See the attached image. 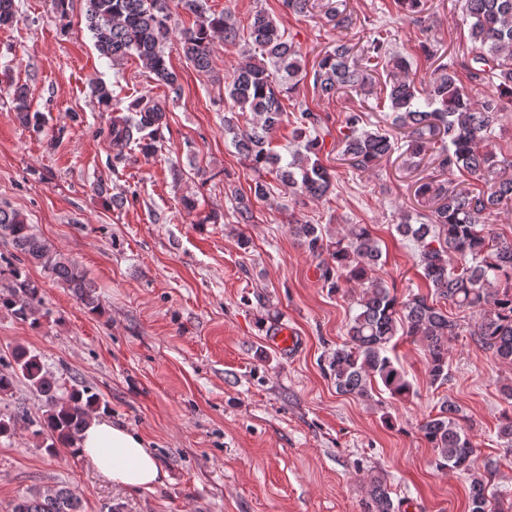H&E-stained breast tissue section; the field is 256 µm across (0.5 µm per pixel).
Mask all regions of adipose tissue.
Returning <instances> with one entry per match:
<instances>
[{"instance_id":"adipose-tissue-1","label":"adipose tissue","mask_w":512,"mask_h":512,"mask_svg":"<svg viewBox=\"0 0 512 512\" xmlns=\"http://www.w3.org/2000/svg\"><path fill=\"white\" fill-rule=\"evenodd\" d=\"M79 448L81 455L112 485L150 489L163 481L159 462L143 439L104 417L92 416Z\"/></svg>"}]
</instances>
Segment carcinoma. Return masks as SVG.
<instances>
[{
	"label": "carcinoma",
	"mask_w": 512,
	"mask_h": 512,
	"mask_svg": "<svg viewBox=\"0 0 512 512\" xmlns=\"http://www.w3.org/2000/svg\"><path fill=\"white\" fill-rule=\"evenodd\" d=\"M314 0H280L281 10L307 14ZM469 24L471 47L462 55L444 57L430 36L424 19V0H396L402 16L420 24L417 44L404 54L390 46L396 34L374 27L361 53L342 43L326 53L308 72L298 49L285 37L266 10L254 12L241 29L230 12L216 13L208 0H86L87 26L100 55L114 64L135 55L174 94H179L178 74L166 60L162 44L171 31L172 8L195 17L184 30V57L199 72L212 70V44L219 36L226 45L247 42L245 59L224 82L226 98L237 110L224 116V135L255 173H273L284 188L319 201L334 187V175L319 160L324 147V120L308 106L290 113L284 104L300 96L312 79L315 93L327 98L349 91L375 96L377 105L392 112L393 126L406 138L404 165L417 169L422 157L432 153L443 172L466 171L481 177L485 188L476 193L466 187L448 188L433 178L421 182L415 195L432 202L431 218L413 224L404 215L396 231L419 249L423 275L432 288L429 294H414L401 300L393 285L376 275L382 263L378 240L366 224H352L332 236L321 225L289 220L291 231L318 263V279L331 294L355 284L360 288L357 313L347 325L346 341L324 359L323 370L336 391L365 403L374 402L376 387L406 398L413 386L397 358L388 355L399 335L417 337L425 345L430 385L448 383V352L451 342L464 329L441 302H450L477 316L469 335L485 351L512 364V240L493 233L487 219L501 206L512 204V156L498 157L495 125L505 105H512V0H460ZM328 20L347 26L351 17L333 0L322 4ZM17 22L14 0H0V28ZM436 63L429 77L414 69L418 58ZM273 70H268V67ZM487 86L480 100L470 97L467 83ZM14 111L19 122L37 126L42 120L31 111L29 91L15 84ZM249 112L253 120L242 126L238 113ZM291 119L299 150L286 161L272 147L273 133ZM166 123V113L145 96L133 100L127 113L112 116L110 133L117 155L136 145L144 152L156 149V139ZM363 112L350 111L344 120L340 144L342 155L360 170H367L395 152L392 134L362 128ZM233 211L238 224L253 222L249 197L234 193ZM0 237H8L30 262L41 265L59 282L72 289L82 303L96 310L94 285L74 263L52 244L33 232L17 210L0 206ZM12 284L0 295V308L22 321L34 318L41 302L38 285L11 270ZM13 371L0 373V393L8 392L18 379L25 380L38 395L42 419L38 434L47 453L78 450V441L100 405L91 388L65 386L48 370L40 355L23 345L12 351ZM458 405L441 402L439 411L420 424V432L434 450L435 468L464 474L470 485V512H512L491 491L498 462L484 471L472 466L475 444L471 427L461 424ZM504 458H512V412H503L498 424ZM11 512H83L82 500L66 486L31 488L11 503ZM365 512H395L390 489L379 478L368 482Z\"/></svg>",
	"instance_id": "carcinoma-1"
}]
</instances>
